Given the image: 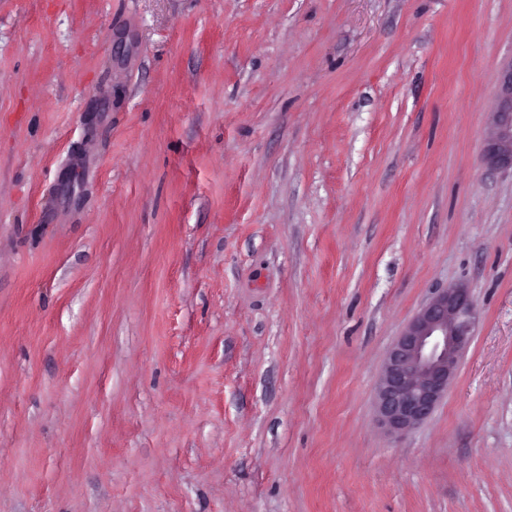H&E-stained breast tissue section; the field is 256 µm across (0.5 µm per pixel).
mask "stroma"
I'll list each match as a JSON object with an SVG mask.
<instances>
[{"mask_svg": "<svg viewBox=\"0 0 512 512\" xmlns=\"http://www.w3.org/2000/svg\"><path fill=\"white\" fill-rule=\"evenodd\" d=\"M511 64L512 0H0V512H512ZM482 156L490 166L512 168V65L503 75L499 107L492 114ZM476 323L470 289L456 284L439 291L406 325L386 355L376 387V416L387 433L400 435L432 415Z\"/></svg>", "mask_w": 512, "mask_h": 512, "instance_id": "stroma-1", "label": "stroma"}]
</instances>
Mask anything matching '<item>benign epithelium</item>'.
<instances>
[{
  "label": "benign epithelium",
  "instance_id": "1",
  "mask_svg": "<svg viewBox=\"0 0 512 512\" xmlns=\"http://www.w3.org/2000/svg\"><path fill=\"white\" fill-rule=\"evenodd\" d=\"M483 160L493 167L512 168V67L503 75ZM476 323L470 289L456 284L439 291L406 325L386 355L376 387V416L387 433L400 435L432 415L448 391Z\"/></svg>",
  "mask_w": 512,
  "mask_h": 512
}]
</instances>
